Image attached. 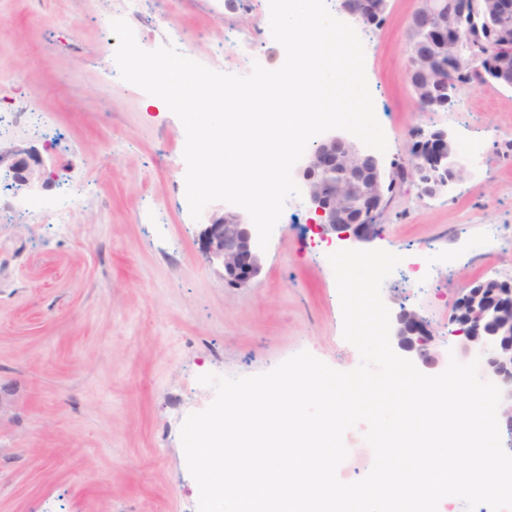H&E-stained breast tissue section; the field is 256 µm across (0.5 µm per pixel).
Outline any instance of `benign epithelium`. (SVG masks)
Listing matches in <instances>:
<instances>
[{"instance_id": "obj_1", "label": "benign epithelium", "mask_w": 512, "mask_h": 512, "mask_svg": "<svg viewBox=\"0 0 512 512\" xmlns=\"http://www.w3.org/2000/svg\"><path fill=\"white\" fill-rule=\"evenodd\" d=\"M486 9L478 11L472 23L464 19L458 0H425L415 18L420 20V44L429 53L448 47L459 58L457 70L435 75L418 63L409 72L415 84L417 102L427 111L448 107L450 86L468 67L466 46L477 40L488 47L489 69L482 72L486 82L512 88V51L506 50L512 21L497 0H485ZM385 0H341V8L350 17L365 24L374 23L383 13ZM456 148L448 132L435 130L420 135L414 144L412 171L421 193L431 196L448 183L460 179L465 167L456 160ZM362 150L353 142L331 137L307 154L297 176L302 191L319 219V234H332L341 241L364 242L376 235L378 225L370 223L394 189L385 182L377 160L369 156L373 172L359 176ZM0 179L16 190L30 191L47 183L43 160L32 149L20 144L0 146ZM206 254L224 268V282L236 287H251L262 265L254 225L243 222L233 211L211 214L206 228ZM452 306L448 318V338L443 344L435 336L424 316L401 308L391 323L390 339L399 348L413 354L425 366L449 361V352L467 363L480 358L479 374H503L497 386L502 391L500 413L506 432L512 435V289L469 285Z\"/></svg>"}]
</instances>
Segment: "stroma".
I'll return each mask as SVG.
<instances>
[{
	"label": "stroma",
	"mask_w": 512,
	"mask_h": 512,
	"mask_svg": "<svg viewBox=\"0 0 512 512\" xmlns=\"http://www.w3.org/2000/svg\"><path fill=\"white\" fill-rule=\"evenodd\" d=\"M169 2L145 11L141 48L170 44L174 22L214 71L284 62L268 0ZM417 7L388 0L382 21L356 26L388 141L378 161L395 172L417 131L444 129L466 175L433 197L398 183L368 246L410 251L383 299L440 337L464 286L512 279V89L464 87L420 110L406 73ZM124 15L122 0H0V113L30 112L0 144L25 143L59 176L29 197L0 192V512H195L180 430L214 399L199 376L256 375L303 350L360 363L328 261L345 244L313 230L305 197L288 199L254 286H229L207 259L208 220L182 196L184 127L101 43Z\"/></svg>",
	"instance_id": "stroma-1"
}]
</instances>
